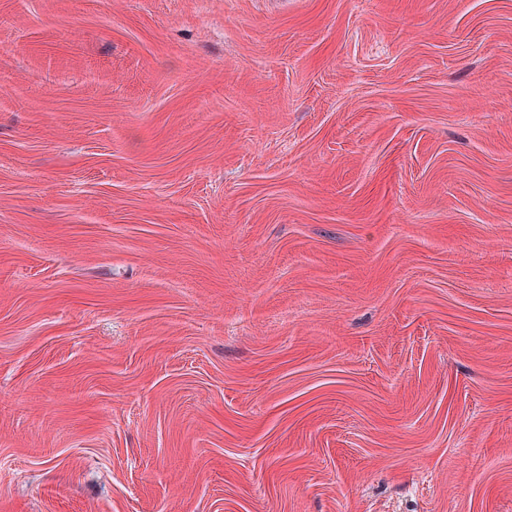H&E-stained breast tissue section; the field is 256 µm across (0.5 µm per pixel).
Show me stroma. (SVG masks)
<instances>
[{
    "mask_svg": "<svg viewBox=\"0 0 512 512\" xmlns=\"http://www.w3.org/2000/svg\"><path fill=\"white\" fill-rule=\"evenodd\" d=\"M0 512H512V0H0Z\"/></svg>",
    "mask_w": 512,
    "mask_h": 512,
    "instance_id": "obj_1",
    "label": "stroma"
}]
</instances>
